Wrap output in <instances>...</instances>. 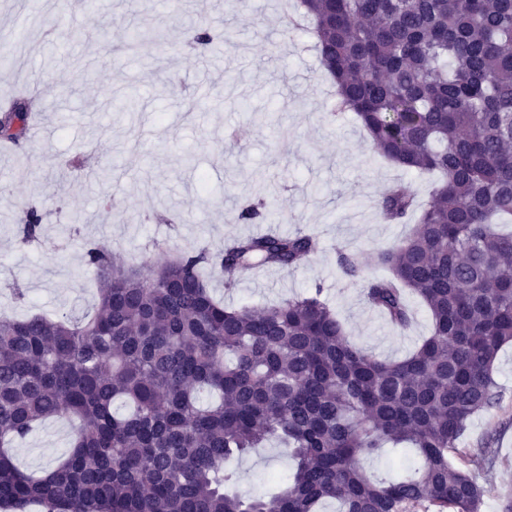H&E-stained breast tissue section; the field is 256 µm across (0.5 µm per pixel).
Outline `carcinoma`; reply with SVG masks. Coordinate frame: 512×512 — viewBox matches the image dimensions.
<instances>
[{"label": "carcinoma", "mask_w": 512, "mask_h": 512, "mask_svg": "<svg viewBox=\"0 0 512 512\" xmlns=\"http://www.w3.org/2000/svg\"><path fill=\"white\" fill-rule=\"evenodd\" d=\"M336 83L374 148L397 166L443 180L424 204L401 184L380 201L412 233L380 250L385 274L366 304L393 326L429 336L400 360L352 344L318 287L263 309L216 299L254 267L292 272L314 235L265 233L158 265L114 268L89 242L92 315L0 316V512H482L488 450L450 453L472 418L493 408L494 362L512 342V0H300ZM28 112L0 117V139L26 136ZM273 205L241 209L262 223ZM42 216L24 211L23 244ZM338 267L359 272L337 252ZM74 418L65 456L41 477L21 471L10 445L42 420ZM276 440L293 462L278 492L244 498L230 462ZM390 444L419 458L410 475L373 480L362 459Z\"/></svg>", "instance_id": "obj_1"}]
</instances>
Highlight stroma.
Wrapping results in <instances>:
<instances>
[{"instance_id": "stroma-1", "label": "stroma", "mask_w": 512, "mask_h": 512, "mask_svg": "<svg viewBox=\"0 0 512 512\" xmlns=\"http://www.w3.org/2000/svg\"><path fill=\"white\" fill-rule=\"evenodd\" d=\"M298 0H0V40L26 18L27 41L0 65V108L26 88L44 129L0 152V312L25 317L89 311L96 300L84 245L107 246L122 266L158 264L177 251L223 249L233 237L306 229L317 250L303 268L261 269L213 295L231 306H263L322 288L350 340L398 360L430 332L431 319L411 300L408 330L389 324L363 300L381 275L375 255L406 237L411 224L380 214L385 188L404 184L428 200L437 175L403 170L378 155L356 116L331 114L336 87L319 62L306 26L289 27ZM162 24L165 46L126 49L143 22ZM222 43V54L194 44L195 31ZM77 85L67 96L63 84ZM275 198L274 220L243 224L247 204ZM42 215L41 241L24 245L17 226L27 208ZM354 255L358 276L336 264ZM26 291L16 300L13 287ZM499 403L474 417L462 441L489 448L493 467L480 480L484 512H500L512 490V344L493 368ZM74 424L45 421L14 448L35 476L69 448ZM237 491L275 490L292 462L270 443L237 461Z\"/></svg>"}]
</instances>
